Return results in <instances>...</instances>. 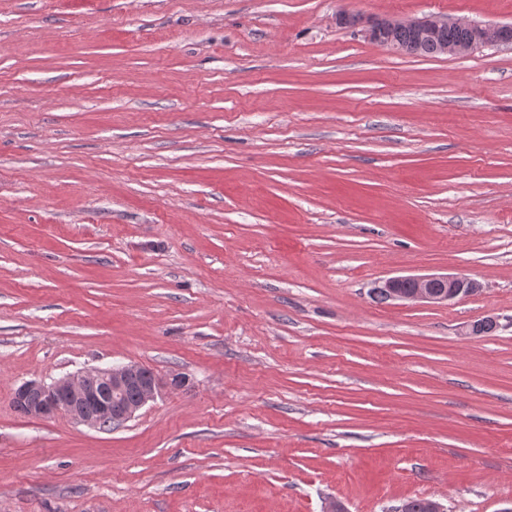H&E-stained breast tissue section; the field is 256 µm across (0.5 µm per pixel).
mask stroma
<instances>
[{
	"instance_id": "obj_1",
	"label": "stroma",
	"mask_w": 512,
	"mask_h": 512,
	"mask_svg": "<svg viewBox=\"0 0 512 512\" xmlns=\"http://www.w3.org/2000/svg\"><path fill=\"white\" fill-rule=\"evenodd\" d=\"M344 12L512 0H0V512H512V47ZM441 273L480 291L372 293ZM126 363L189 384L114 429L13 406ZM364 29L368 39L380 46L393 49L397 53H404L411 45L413 36V49L408 53L415 56L436 57L440 54L438 42L432 41L447 32L448 41L442 42L441 52L443 55H466L487 46H512V25L511 24H480L463 19H447L439 17H422L412 19H375L368 20ZM459 29V30H450ZM464 31H462V30ZM406 30V31H402ZM394 38L406 45L397 43ZM408 31V32H407ZM469 38L464 42L459 41ZM411 33V35H410ZM429 41V42H426ZM451 42V43H448ZM479 290L480 286L477 282L465 277L448 275L447 273L392 276L380 281L373 288L374 293L384 301L389 299L391 301H408L432 305L469 297L478 293Z\"/></svg>"
}]
</instances>
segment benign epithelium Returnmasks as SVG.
Here are the masks:
<instances>
[{"label": "benign epithelium", "instance_id": "obj_1", "mask_svg": "<svg viewBox=\"0 0 512 512\" xmlns=\"http://www.w3.org/2000/svg\"><path fill=\"white\" fill-rule=\"evenodd\" d=\"M450 29L468 32L464 42H442L444 55H466L487 46H512L511 24H480L463 19L422 17L412 19H375L367 21L368 39L402 53L408 46L396 42L393 33L406 30L414 43L432 41ZM391 301L443 304L479 292L477 282L448 274L398 275L378 283ZM163 382L154 373L136 363L92 369L65 376L51 384L30 381L13 392V398L28 404L35 418L66 414L91 428L118 427L130 420L148 402L159 395Z\"/></svg>", "mask_w": 512, "mask_h": 512}]
</instances>
